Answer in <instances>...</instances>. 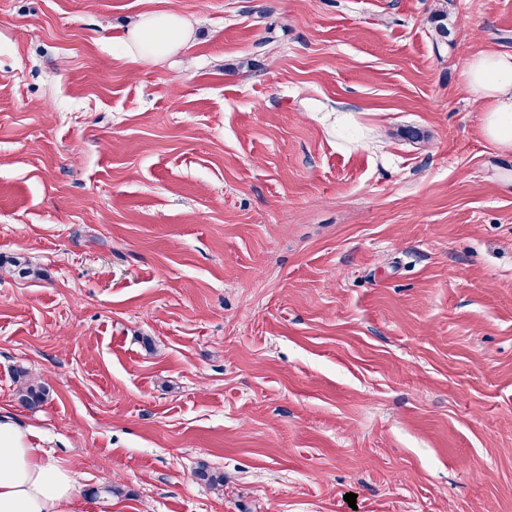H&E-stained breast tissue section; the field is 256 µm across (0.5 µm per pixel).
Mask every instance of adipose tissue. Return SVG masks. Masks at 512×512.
<instances>
[{"label":"adipose tissue","instance_id":"ef3b65f1","mask_svg":"<svg viewBox=\"0 0 512 512\" xmlns=\"http://www.w3.org/2000/svg\"><path fill=\"white\" fill-rule=\"evenodd\" d=\"M185 20L169 12H149L123 38L133 61H158L187 39ZM470 93L484 112L483 134L502 150H512V55L482 52L466 67ZM73 471L48 456L36 431L0 408V512H77Z\"/></svg>","mask_w":512,"mask_h":512}]
</instances>
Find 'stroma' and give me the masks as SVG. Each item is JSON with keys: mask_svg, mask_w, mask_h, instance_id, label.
<instances>
[{"mask_svg": "<svg viewBox=\"0 0 512 512\" xmlns=\"http://www.w3.org/2000/svg\"><path fill=\"white\" fill-rule=\"evenodd\" d=\"M150 11L191 35L141 65ZM488 51L512 0H0V407L80 512H512ZM15 381L18 384L17 402L22 407L33 410L41 407L49 399V388L45 384L31 379L27 371L16 370Z\"/></svg>", "mask_w": 512, "mask_h": 512, "instance_id": "1", "label": "stroma"}]
</instances>
